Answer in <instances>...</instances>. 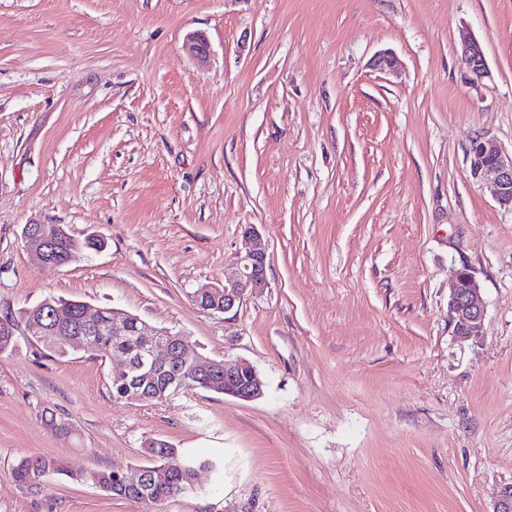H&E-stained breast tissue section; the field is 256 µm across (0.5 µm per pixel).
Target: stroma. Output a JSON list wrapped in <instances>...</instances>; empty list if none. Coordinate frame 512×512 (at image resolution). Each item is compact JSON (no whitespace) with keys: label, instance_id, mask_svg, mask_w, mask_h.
Returning a JSON list of instances; mask_svg holds the SVG:
<instances>
[{"label":"stroma","instance_id":"stroma-1","mask_svg":"<svg viewBox=\"0 0 512 512\" xmlns=\"http://www.w3.org/2000/svg\"><path fill=\"white\" fill-rule=\"evenodd\" d=\"M479 136L512 150V0H0V512H143L76 476L133 474L150 437L216 462L157 512H491L512 483V209L472 176ZM28 224L104 247L41 267ZM249 224L268 288L200 309ZM463 267L486 320L460 344ZM52 295L246 362L265 393L116 400L120 355L56 357L20 318ZM25 456L71 476L22 487ZM461 62L468 80L479 82L484 78L490 77L483 48L475 38L470 36L464 37L462 41ZM486 311L480 287L473 271L463 268L457 273L448 296V322L454 340L460 344L482 336Z\"/></svg>","mask_w":512,"mask_h":512}]
</instances>
